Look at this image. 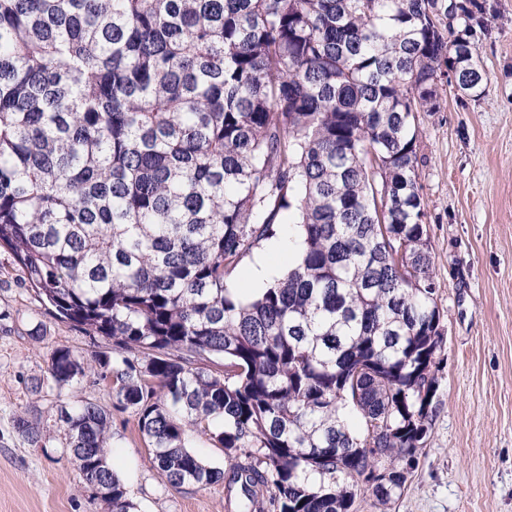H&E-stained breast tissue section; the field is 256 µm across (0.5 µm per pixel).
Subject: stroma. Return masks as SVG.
Returning <instances> with one entry per match:
<instances>
[{"instance_id": "obj_1", "label": "stroma", "mask_w": 512, "mask_h": 512, "mask_svg": "<svg viewBox=\"0 0 512 512\" xmlns=\"http://www.w3.org/2000/svg\"><path fill=\"white\" fill-rule=\"evenodd\" d=\"M491 34L477 40L486 93L440 84V109L417 115V171L445 346L429 435L404 491L388 506L358 492L354 512H512V0H486ZM85 360L111 339L59 321L0 251V512H111L66 450L62 406L87 395L110 412L108 461L135 512H236L223 484L169 486L133 410L112 408L95 376L82 390L48 382L51 353ZM43 382L41 394L30 387ZM38 426L30 443L16 415Z\"/></svg>"}]
</instances>
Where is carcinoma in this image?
I'll return each instance as SVG.
<instances>
[{
    "mask_svg": "<svg viewBox=\"0 0 512 512\" xmlns=\"http://www.w3.org/2000/svg\"><path fill=\"white\" fill-rule=\"evenodd\" d=\"M454 13L461 34L448 0H0V248L112 340L91 363L55 349L49 379L108 382L170 486L222 482L240 512H352L375 468L378 502L401 491L444 347L416 113L443 81L485 93V5ZM281 226L291 266L241 294ZM58 421L132 512L107 411L85 397ZM188 446L209 465L224 469V448L216 447L208 436L191 432L188 437Z\"/></svg>",
    "mask_w": 512,
    "mask_h": 512,
    "instance_id": "carcinoma-1",
    "label": "carcinoma"
}]
</instances>
